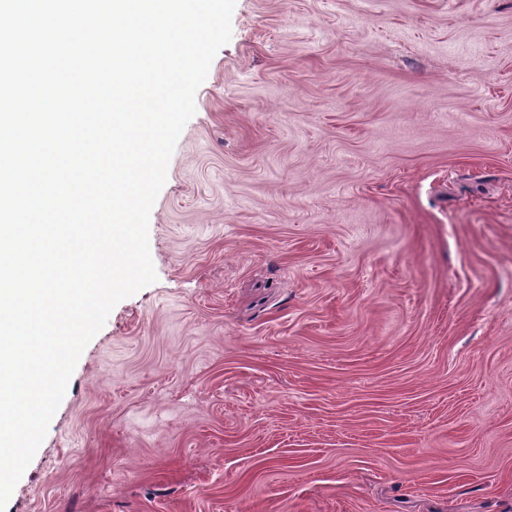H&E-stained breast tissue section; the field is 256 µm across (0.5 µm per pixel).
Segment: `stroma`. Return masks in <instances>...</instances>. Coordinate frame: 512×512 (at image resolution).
<instances>
[{
	"instance_id": "obj_1",
	"label": "stroma",
	"mask_w": 512,
	"mask_h": 512,
	"mask_svg": "<svg viewBox=\"0 0 512 512\" xmlns=\"http://www.w3.org/2000/svg\"><path fill=\"white\" fill-rule=\"evenodd\" d=\"M6 512H512V0H236Z\"/></svg>"
}]
</instances>
